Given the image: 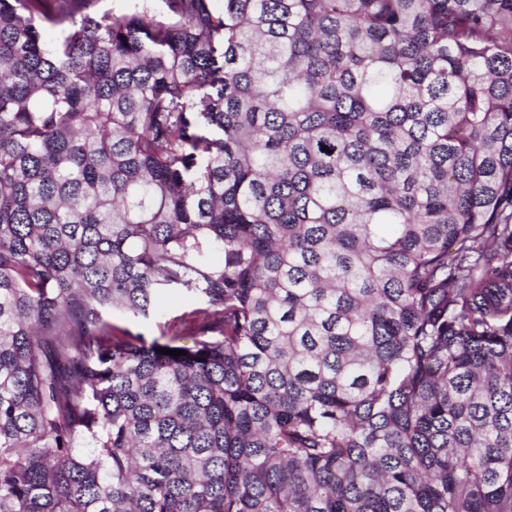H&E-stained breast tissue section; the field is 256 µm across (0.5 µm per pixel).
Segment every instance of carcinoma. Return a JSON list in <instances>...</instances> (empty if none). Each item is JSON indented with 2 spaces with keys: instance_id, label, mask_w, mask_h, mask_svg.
Masks as SVG:
<instances>
[{
  "instance_id": "carcinoma-1",
  "label": "carcinoma",
  "mask_w": 512,
  "mask_h": 512,
  "mask_svg": "<svg viewBox=\"0 0 512 512\" xmlns=\"http://www.w3.org/2000/svg\"><path fill=\"white\" fill-rule=\"evenodd\" d=\"M212 2L0 0V512H512V0ZM137 4L140 9L143 5L148 7V15L158 19L161 13V2L158 0L149 1H132V0H98L96 9L100 12H125L133 8ZM201 307L200 299L187 293L181 288H173L163 291L160 294L159 309L149 318L134 316L132 313L113 310L107 312L106 316L112 323L122 329H127L133 334L145 336L148 342L161 336L166 331L165 325L172 328V332L178 329L181 336H184L179 345H191L192 334L191 317L189 314L196 308Z\"/></svg>"
}]
</instances>
